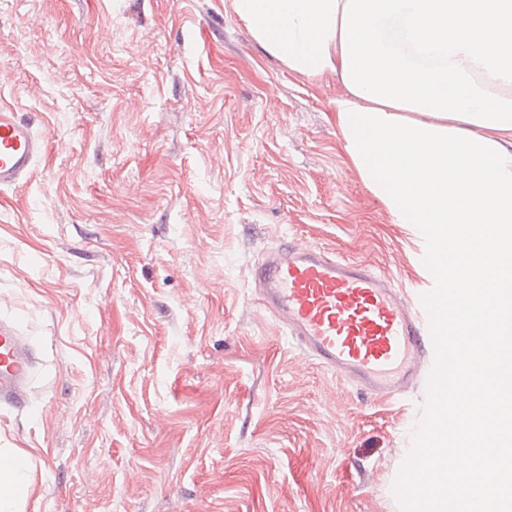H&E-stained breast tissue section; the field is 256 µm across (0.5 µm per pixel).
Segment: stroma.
Masks as SVG:
<instances>
[{
	"instance_id": "35a3bbf8",
	"label": "stroma",
	"mask_w": 512,
	"mask_h": 512,
	"mask_svg": "<svg viewBox=\"0 0 512 512\" xmlns=\"http://www.w3.org/2000/svg\"><path fill=\"white\" fill-rule=\"evenodd\" d=\"M343 91L233 0H0V104L46 142L0 189V315L39 359L27 409L0 408L25 512H400L424 389L360 391L247 286L292 240L428 286L345 161Z\"/></svg>"
}]
</instances>
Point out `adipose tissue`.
Segmentation results:
<instances>
[{"mask_svg": "<svg viewBox=\"0 0 512 512\" xmlns=\"http://www.w3.org/2000/svg\"><path fill=\"white\" fill-rule=\"evenodd\" d=\"M289 71L339 76L349 166L393 223L433 245L483 332L512 306V0H235ZM29 495L0 467V512Z\"/></svg>", "mask_w": 512, "mask_h": 512, "instance_id": "adipose-tissue-1", "label": "adipose tissue"}]
</instances>
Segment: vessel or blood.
Wrapping results in <instances>:
<instances>
[{
    "instance_id": "1",
    "label": "vessel or blood",
    "mask_w": 512,
    "mask_h": 512,
    "mask_svg": "<svg viewBox=\"0 0 512 512\" xmlns=\"http://www.w3.org/2000/svg\"><path fill=\"white\" fill-rule=\"evenodd\" d=\"M44 139L0 107V188L26 181ZM254 297L302 354L358 389L391 398L421 382L434 345L427 313L392 277L323 248L294 241L251 268ZM34 362L17 318H0V406L21 410Z\"/></svg>"
}]
</instances>
